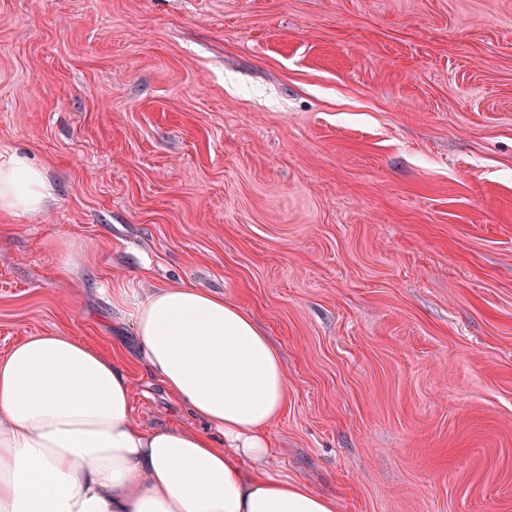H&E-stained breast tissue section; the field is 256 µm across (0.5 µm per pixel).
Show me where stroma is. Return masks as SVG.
Listing matches in <instances>:
<instances>
[{
    "label": "stroma",
    "instance_id": "35a3bbf8",
    "mask_svg": "<svg viewBox=\"0 0 512 512\" xmlns=\"http://www.w3.org/2000/svg\"><path fill=\"white\" fill-rule=\"evenodd\" d=\"M0 354L72 336L169 401L130 313H249L288 403L267 468L336 512H512V0H0ZM55 199L45 170L17 153L0 159V212L26 214L47 209Z\"/></svg>",
    "mask_w": 512,
    "mask_h": 512
}]
</instances>
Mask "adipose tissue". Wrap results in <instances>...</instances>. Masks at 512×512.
<instances>
[{"instance_id": "ef3b65f1", "label": "adipose tissue", "mask_w": 512, "mask_h": 512, "mask_svg": "<svg viewBox=\"0 0 512 512\" xmlns=\"http://www.w3.org/2000/svg\"><path fill=\"white\" fill-rule=\"evenodd\" d=\"M54 198L42 167L0 158V212L39 213ZM134 328L201 429L138 425L119 360L70 336L26 337L0 356V512H336L266 467L288 384L250 315L184 283L141 300Z\"/></svg>"}]
</instances>
